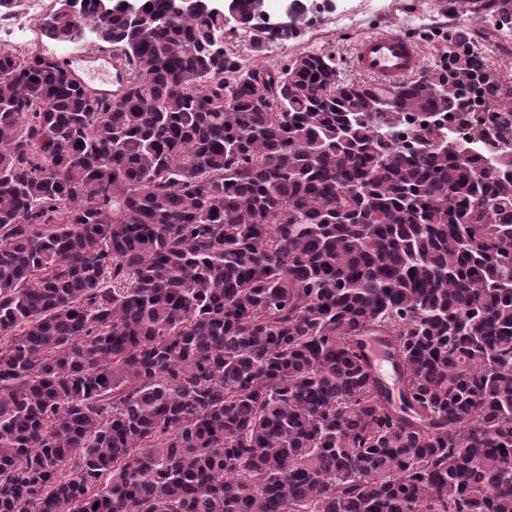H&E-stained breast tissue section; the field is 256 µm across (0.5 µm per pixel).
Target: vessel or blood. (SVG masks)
I'll use <instances>...</instances> for the list:
<instances>
[{"label": "vessel or blood", "mask_w": 512, "mask_h": 512, "mask_svg": "<svg viewBox=\"0 0 512 512\" xmlns=\"http://www.w3.org/2000/svg\"><path fill=\"white\" fill-rule=\"evenodd\" d=\"M422 50L410 38L387 31L362 38L354 54L356 68L383 85L407 81L420 68ZM65 66L81 83L100 94H112L118 83L111 54L82 53L67 57Z\"/></svg>", "instance_id": "vessel-or-blood-1"}]
</instances>
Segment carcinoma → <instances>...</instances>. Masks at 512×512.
I'll use <instances>...</instances> for the list:
<instances>
[{"label": "carcinoma", "instance_id": "obj_1", "mask_svg": "<svg viewBox=\"0 0 512 512\" xmlns=\"http://www.w3.org/2000/svg\"><path fill=\"white\" fill-rule=\"evenodd\" d=\"M235 2L54 0L117 102L0 48V512H512V92L248 65L314 0Z\"/></svg>", "mask_w": 512, "mask_h": 512}]
</instances>
